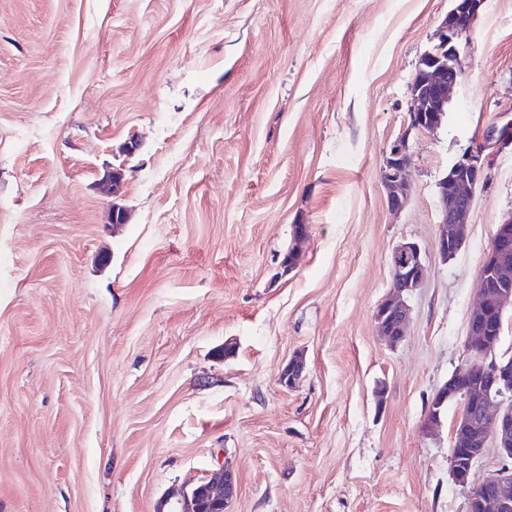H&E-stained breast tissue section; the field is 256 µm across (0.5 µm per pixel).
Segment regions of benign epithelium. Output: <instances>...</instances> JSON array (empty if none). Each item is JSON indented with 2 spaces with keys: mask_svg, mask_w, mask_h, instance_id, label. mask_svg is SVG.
Instances as JSON below:
<instances>
[{
  "mask_svg": "<svg viewBox=\"0 0 512 512\" xmlns=\"http://www.w3.org/2000/svg\"><path fill=\"white\" fill-rule=\"evenodd\" d=\"M485 0H454L453 8L440 23L434 49L420 60L411 82L408 129L434 131L447 117L448 99L459 78L458 59ZM499 146L512 143V124L495 130L488 141L468 147L437 183L440 212L435 242L440 257L452 259L464 244L463 228L470 214L475 190L490 179L489 142ZM410 161L408 137L394 140L384 152L381 178L390 210H401L408 198L407 172ZM389 297L375 309L376 331L396 345L406 336L412 320L410 298L420 288L425 272L418 243L402 241L389 257ZM512 305V215L496 225L491 246L482 264L477 301L469 318L467 359L444 384L435 389L423 420V431L432 434L442 425L441 408L461 398L462 410L456 421L450 448V474L467 496V512H512V405L503 397L512 392V362L493 354L496 341L489 327ZM304 371L300 359L290 361L279 381L292 386ZM483 424L486 432L477 430ZM498 448L501 465L481 481L474 468L488 441ZM236 475L224 468L192 480L178 492L183 512H226L237 494Z\"/></svg>",
  "mask_w": 512,
  "mask_h": 512,
  "instance_id": "obj_1",
  "label": "benign epithelium"
}]
</instances>
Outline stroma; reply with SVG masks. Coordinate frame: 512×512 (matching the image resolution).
<instances>
[{
  "label": "stroma",
  "mask_w": 512,
  "mask_h": 512,
  "mask_svg": "<svg viewBox=\"0 0 512 512\" xmlns=\"http://www.w3.org/2000/svg\"><path fill=\"white\" fill-rule=\"evenodd\" d=\"M452 5L0 0V512H170L221 458L228 512H466L459 403L421 424L466 359L512 144L447 263L437 182L512 121V0L481 9L443 125L408 130ZM403 134L395 214L380 168ZM402 241L426 276L392 348L373 313Z\"/></svg>",
  "instance_id": "35a3bbf8"
}]
</instances>
